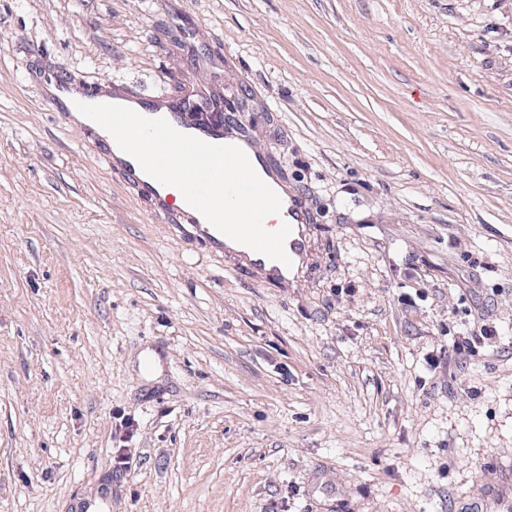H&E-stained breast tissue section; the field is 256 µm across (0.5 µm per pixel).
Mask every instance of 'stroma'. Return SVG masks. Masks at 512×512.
Here are the masks:
<instances>
[{
  "mask_svg": "<svg viewBox=\"0 0 512 512\" xmlns=\"http://www.w3.org/2000/svg\"><path fill=\"white\" fill-rule=\"evenodd\" d=\"M50 73L222 94L307 199L315 278L172 235ZM100 487L512 512V0H0V512Z\"/></svg>",
  "mask_w": 512,
  "mask_h": 512,
  "instance_id": "obj_1",
  "label": "stroma"
}]
</instances>
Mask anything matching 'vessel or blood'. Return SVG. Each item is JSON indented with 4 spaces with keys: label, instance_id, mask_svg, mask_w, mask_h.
Instances as JSON below:
<instances>
[{
    "label": "vessel or blood",
    "instance_id": "vessel-or-blood-1",
    "mask_svg": "<svg viewBox=\"0 0 512 512\" xmlns=\"http://www.w3.org/2000/svg\"><path fill=\"white\" fill-rule=\"evenodd\" d=\"M81 100L86 104L123 103L147 118H165L178 131L217 145H235L248 156L258 175L279 195L282 208L278 219L266 220L268 230L288 224L291 233L285 241L290 265L255 252L249 247L227 238L217 231L191 206L177 207L171 201L168 186L148 176L138 162L120 150H109L106 159L113 169L120 171L129 187L152 205L151 214L166 224L171 233L198 240L210 252L224 255L232 272L247 279H255L269 288L289 290L303 287L313 270V240L315 224L311 209L303 195L289 189L281 170L272 163L268 153L255 144L246 116L235 115L206 121L188 117L194 104L184 100L170 103L157 99L131 98L118 100L116 95L87 92Z\"/></svg>",
    "mask_w": 512,
    "mask_h": 512
}]
</instances>
